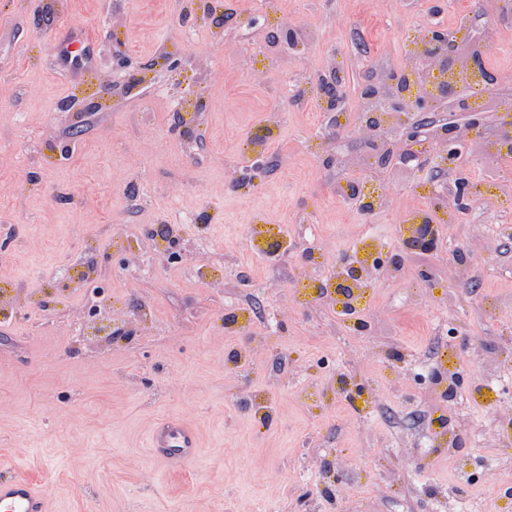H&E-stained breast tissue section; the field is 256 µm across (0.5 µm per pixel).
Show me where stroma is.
<instances>
[{
    "label": "stroma",
    "mask_w": 512,
    "mask_h": 512,
    "mask_svg": "<svg viewBox=\"0 0 512 512\" xmlns=\"http://www.w3.org/2000/svg\"><path fill=\"white\" fill-rule=\"evenodd\" d=\"M0 0V460L38 480L47 512H336L338 481L363 471L349 512H512L488 470L512 465V443H491L492 411L510 392L487 390L482 352L512 332V158L492 163L474 140L466 174L498 208L470 205L436 250L408 251L403 280L379 274L364 329L292 284L313 249L328 260L368 236L393 247L401 216L433 187L390 167V212L363 222L335 191L338 160L368 152L347 133L305 148L326 121L292 108L288 89L343 50L342 103L354 108L373 69L396 70L416 27L451 29L470 0H251L262 22L224 27L179 14L177 0ZM315 29L297 57L277 40L280 16ZM96 44L97 69L60 72L64 35ZM202 105L199 137L185 136L173 96ZM277 118L267 170L254 192L235 182L249 140ZM207 211L182 225L177 256L148 230L169 214ZM283 230L288 248L263 254L248 228ZM474 237L472 282L442 281ZM431 286H424V279ZM500 301L495 313L483 305ZM259 316L228 331V313ZM475 346L461 349L459 337ZM408 367L393 381L387 350ZM468 362L471 402L453 424L480 464L460 478L454 457L425 431L439 414L422 363ZM380 390L378 409L338 403L337 374ZM198 437L174 469L148 444L160 419ZM350 460L337 471L336 457Z\"/></svg>",
    "instance_id": "35a3bbf8"
}]
</instances>
